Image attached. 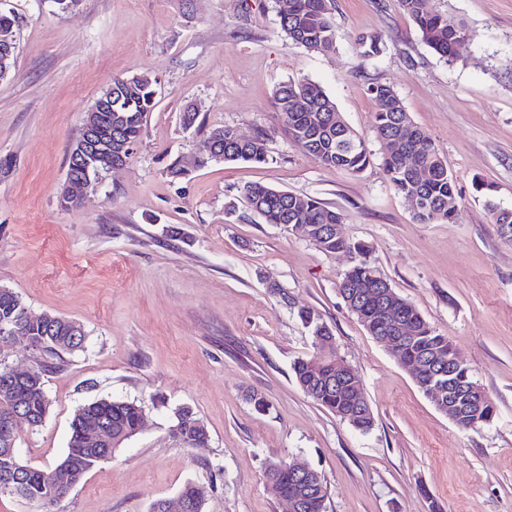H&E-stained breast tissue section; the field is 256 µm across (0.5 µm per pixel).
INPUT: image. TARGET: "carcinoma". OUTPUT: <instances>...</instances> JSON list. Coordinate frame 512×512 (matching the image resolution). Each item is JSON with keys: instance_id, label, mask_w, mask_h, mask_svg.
Segmentation results:
<instances>
[{"instance_id": "cac0c4a2", "label": "carcinoma", "mask_w": 512, "mask_h": 512, "mask_svg": "<svg viewBox=\"0 0 512 512\" xmlns=\"http://www.w3.org/2000/svg\"><path fill=\"white\" fill-rule=\"evenodd\" d=\"M331 0H289L288 12L280 15L281 33L289 42L309 52L330 53L336 51L337 36L330 14ZM401 9L414 21L424 43L441 57L452 60L456 45L468 32L466 24L430 6V0H399ZM112 98V111L99 116L100 131L104 137L116 138L130 145L137 144L150 112L155 106L156 81L149 76L117 78ZM369 91L377 102L373 116V132L381 144V164L394 192L402 199H416L413 218L420 224L446 223L456 212L457 189L445 160L430 136L414 124L395 89L385 84H375ZM272 106L282 118L290 142L308 147L309 154L319 163L357 174L370 165L372 153L365 140L343 119L335 102L324 89L306 80L280 85L272 95ZM208 141L223 154L219 160L207 154L198 165L222 161L264 165L269 163V151L265 135L258 133L248 140H241L237 132L226 126L211 132ZM401 142L404 149L415 154L417 162L428 173L417 182L403 167L392 145ZM250 209L265 223L275 224L287 232L294 226L308 228V240L328 256L348 255L351 265L340 274L338 294L349 312L359 309L358 322L371 336L386 334V321L379 297L391 293L403 310L395 319L410 325L409 340L399 353L401 359L419 362L426 376L435 375L443 385H452L455 398L461 399L464 414V430H473L490 423L495 416V406L485 393L477 402L465 400L466 389L475 384L468 367L455 365L452 358L455 348L448 337L433 329L417 308L398 294L384 279L369 259L370 249L362 242H354L338 236L328 227L344 223L343 214L311 196L278 190L269 185L255 183L241 190ZM487 206L493 212L501 236L512 241V209H501L492 202ZM361 299L353 307L352 297ZM21 298L9 288L0 290V320L15 318L23 311ZM301 322L314 336L333 339L330 328L312 309L298 311ZM74 321L62 318L55 329L45 324L26 322L24 329L36 347L53 358H61L73 352L71 345ZM336 357L333 349L324 354V366L314 371L310 360L298 359L291 369L295 383L304 394L332 414L343 417L352 411L356 389L350 382L361 384L353 378L336 376ZM9 364L0 354V422L21 407L38 419L46 416L48 399L42 372L31 381L19 385H4ZM144 416L143 407L134 401L98 399L77 409L71 423V436L67 455L72 470L65 483L55 481L54 469H42L25 463L4 450L0 445V475L16 469L22 480L15 495L40 507L41 512H52L68 494L69 489L96 464L100 451L85 445L82 431L89 422H101L110 429L112 449H117L139 433ZM172 435L185 444L202 446L209 440L204 425L188 408L175 413ZM268 492L276 499H296L298 512H325L327 497L324 483L312 491L288 476L281 464L272 463L265 470Z\"/></svg>"}]
</instances>
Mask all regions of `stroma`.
<instances>
[{"mask_svg": "<svg viewBox=\"0 0 512 512\" xmlns=\"http://www.w3.org/2000/svg\"><path fill=\"white\" fill-rule=\"evenodd\" d=\"M470 40L446 61L398 0H333L337 49L288 43L278 0H0L15 20L16 64L0 79V287L32 314L79 322L81 351L47 373L49 412L21 426L24 462L54 467L76 410L123 399L142 430L89 470L57 512H150L184 485L209 484L204 512H290L266 490L269 463L305 460L324 477L326 512H512V242L477 182L512 209V0H432ZM382 36L369 57L362 39ZM146 74L157 103L125 167L81 206L58 192L83 117L114 79ZM319 84L372 153L373 83L392 86L447 162L454 218L420 224L380 160L352 175L291 144L276 87ZM197 114L184 127L185 111ZM264 133L271 161L196 158L212 130ZM185 170L172 178L168 167ZM261 183L310 195L344 216L383 276L453 342L492 399L493 422L459 431L408 369L369 336L338 291L346 256L264 223L240 197ZM317 311L338 358L360 375L374 414L366 433L294 383L319 352L298 311ZM268 401L259 412L250 392ZM209 441L173 438L179 408Z\"/></svg>", "mask_w": 512, "mask_h": 512, "instance_id": "1", "label": "stroma"}]
</instances>
